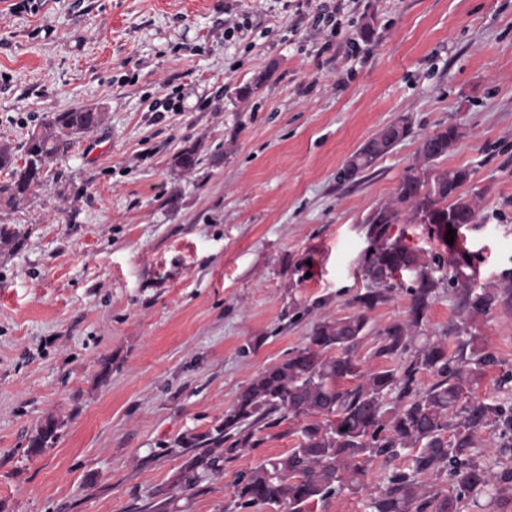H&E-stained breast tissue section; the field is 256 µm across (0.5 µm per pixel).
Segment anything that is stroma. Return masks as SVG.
<instances>
[{
	"label": "stroma",
	"instance_id": "35a3bbf8",
	"mask_svg": "<svg viewBox=\"0 0 512 512\" xmlns=\"http://www.w3.org/2000/svg\"><path fill=\"white\" fill-rule=\"evenodd\" d=\"M14 2L0 0V145L73 108L104 120L0 206L22 235L0 249V512H225L238 471L295 447L290 423L190 490L186 439L316 322L350 314L363 221L441 127L462 136L437 168L469 169L484 198L462 231L477 283L512 272V0H353L335 25L318 16L336 0ZM245 14L248 35L225 40ZM167 96L175 111H150ZM403 115L410 134L339 184ZM408 307L400 290L369 312L363 368L385 366L376 333ZM475 326L497 363L472 394L512 404V312ZM49 421L54 442L31 453ZM407 463H366V491L324 512H367Z\"/></svg>",
	"mask_w": 512,
	"mask_h": 512
}]
</instances>
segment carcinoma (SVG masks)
<instances>
[{
	"label": "carcinoma",
	"instance_id": "1",
	"mask_svg": "<svg viewBox=\"0 0 512 512\" xmlns=\"http://www.w3.org/2000/svg\"><path fill=\"white\" fill-rule=\"evenodd\" d=\"M101 121L93 108L60 112L33 131L24 144L23 165L0 149V167L12 168V180L0 185V204L13 207L35 192L48 161L70 144L72 130L90 131ZM458 126L450 124L421 139L417 163L403 177L395 198L376 208L363 224L369 247L361 259L367 283L351 305L357 312L315 323L305 344L288 358L269 366L242 387L224 419L212 432L187 440L190 448H203L181 470L179 484L187 489L202 475L219 469L220 457L208 452L222 448L233 455L259 443L256 432L296 425V447L284 455L237 473L233 483L235 508L310 512L325 507L345 491L366 489L363 464L375 459L391 461L407 449L415 450L410 465L393 468L384 486L370 494L369 512H458L459 505L490 493L497 512H512V405L475 400L470 384L485 367L496 363L473 330L476 319L512 310V274L490 287H478L475 273L458 270L447 252L467 256L459 242L447 243V230L475 224L484 209L480 193L462 188L470 181L466 168L438 170L432 162L448 154L460 139ZM352 172L340 173L347 181L366 172L377 156L361 147L354 152ZM398 224H433L445 253L427 257L393 234ZM20 231L0 226V248L15 249ZM448 264V281L436 277ZM410 268L411 284L394 277ZM456 301L457 320L443 335L415 345L424 320L441 287ZM405 288L410 304L402 320L378 331L375 356L397 358L395 368L364 369L354 349L367 334L366 313ZM455 342L448 353L447 338ZM429 372L435 382L419 385L418 375ZM489 428L498 460L486 465L477 460L476 435ZM56 424L48 421L30 440L39 453L54 441ZM421 475L444 477L447 490L426 491Z\"/></svg>",
	"mask_w": 512,
	"mask_h": 512
}]
</instances>
